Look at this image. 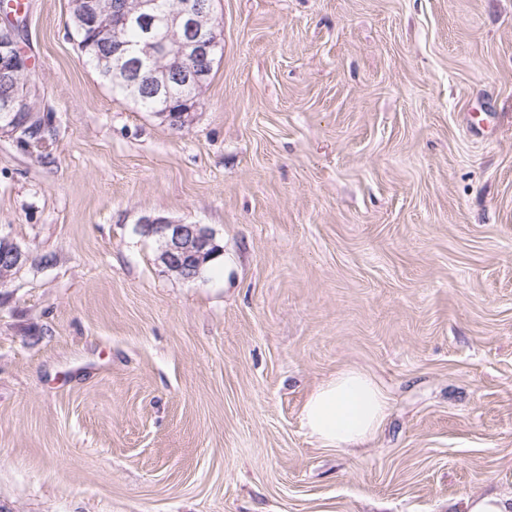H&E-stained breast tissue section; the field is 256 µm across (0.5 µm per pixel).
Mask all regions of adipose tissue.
<instances>
[{
    "instance_id": "1",
    "label": "adipose tissue",
    "mask_w": 512,
    "mask_h": 512,
    "mask_svg": "<svg viewBox=\"0 0 512 512\" xmlns=\"http://www.w3.org/2000/svg\"><path fill=\"white\" fill-rule=\"evenodd\" d=\"M389 400L363 371L348 368L319 384L301 411L302 424L325 448H359L378 431Z\"/></svg>"
}]
</instances>
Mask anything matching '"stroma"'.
<instances>
[{
    "label": "stroma",
    "instance_id": "stroma-1",
    "mask_svg": "<svg viewBox=\"0 0 512 512\" xmlns=\"http://www.w3.org/2000/svg\"><path fill=\"white\" fill-rule=\"evenodd\" d=\"M191 125L27 0L46 146L0 134V512H467L512 499V0H211ZM224 255L187 280L146 217ZM387 392L367 447L301 423ZM388 404V396L374 379L348 368L308 395L302 424L323 448H362L378 431Z\"/></svg>",
    "mask_w": 512,
    "mask_h": 512
}]
</instances>
